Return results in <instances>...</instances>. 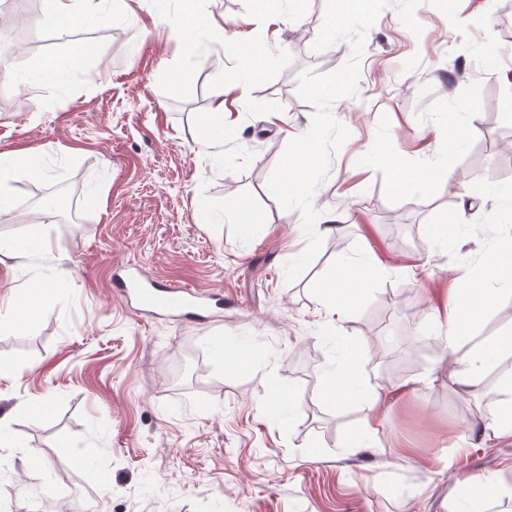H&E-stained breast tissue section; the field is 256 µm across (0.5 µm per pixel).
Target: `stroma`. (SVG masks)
<instances>
[{
    "mask_svg": "<svg viewBox=\"0 0 512 512\" xmlns=\"http://www.w3.org/2000/svg\"><path fill=\"white\" fill-rule=\"evenodd\" d=\"M180 8L89 0L63 35L35 24L45 2L30 0L0 25L27 31L24 48L0 42V157L34 160L0 188V512H448L459 479L512 484V438L490 416L512 354L459 386L434 319L456 277L512 245V156L495 137L512 125V0H422L418 36L395 7L380 13L356 94L332 106L350 136L313 198L339 229L291 282L301 216L268 177L312 123L300 73L337 70L351 47L314 50L325 0H198L203 24L179 36L157 20ZM77 46L83 71L32 79ZM256 47L257 75L234 85ZM393 160L434 177L399 191ZM475 166L492 182L471 180ZM460 221L467 246L427 247ZM348 258L376 270L336 318L320 290ZM130 262L223 289L224 306L189 322L136 314L112 292ZM56 268L54 302L28 317ZM497 293L459 352L512 333V282ZM348 343L365 349L367 396L338 407L326 393Z\"/></svg>",
    "mask_w": 512,
    "mask_h": 512,
    "instance_id": "35a3bbf8",
    "label": "stroma"
}]
</instances>
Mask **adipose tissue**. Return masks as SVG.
Wrapping results in <instances>:
<instances>
[{"instance_id": "adipose-tissue-1", "label": "adipose tissue", "mask_w": 512, "mask_h": 512, "mask_svg": "<svg viewBox=\"0 0 512 512\" xmlns=\"http://www.w3.org/2000/svg\"><path fill=\"white\" fill-rule=\"evenodd\" d=\"M366 263L351 260L342 262L336 271L333 288L325 293V305L333 312L343 313L358 300L360 286L371 275ZM512 275V248L502 250L496 264L484 269L477 278L460 277L453 290L454 306L445 321L448 332L441 341L445 350L455 352L462 332L473 322L481 310L492 307L497 298L488 284ZM512 352V336H488L472 347L458 363L461 384L478 380L483 373L494 367L504 352ZM365 351L357 345H346L343 358L336 371V386L330 396L334 403L342 404L366 397L367 391L361 374V362Z\"/></svg>"}]
</instances>
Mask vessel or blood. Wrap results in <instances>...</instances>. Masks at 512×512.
<instances>
[{"label":"vessel or blood","instance_id":"obj_1","mask_svg":"<svg viewBox=\"0 0 512 512\" xmlns=\"http://www.w3.org/2000/svg\"><path fill=\"white\" fill-rule=\"evenodd\" d=\"M116 290L141 315H171L190 317L206 305L223 306L224 293L219 289L201 291L186 285L173 287L148 283L140 267H132L129 274L115 281Z\"/></svg>","mask_w":512,"mask_h":512}]
</instances>
